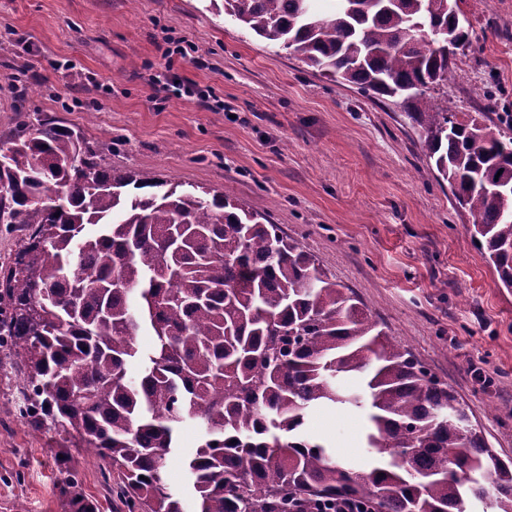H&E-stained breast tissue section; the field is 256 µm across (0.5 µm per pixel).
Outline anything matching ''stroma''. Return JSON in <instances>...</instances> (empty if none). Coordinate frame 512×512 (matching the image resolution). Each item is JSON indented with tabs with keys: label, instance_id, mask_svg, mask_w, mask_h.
Returning a JSON list of instances; mask_svg holds the SVG:
<instances>
[{
	"label": "stroma",
	"instance_id": "1",
	"mask_svg": "<svg viewBox=\"0 0 512 512\" xmlns=\"http://www.w3.org/2000/svg\"><path fill=\"white\" fill-rule=\"evenodd\" d=\"M458 8L473 46L457 55L434 102L501 124L512 114V0H458ZM174 44L182 50L174 71L198 94L152 81ZM16 59L40 79L29 111L111 144L113 166L211 187L267 213L512 459V290L466 234L469 215L394 99L319 76L225 15L222 0H0V142ZM22 378L0 347V512H64L55 448L70 449L99 512H124L98 459L20 417ZM366 429L365 411L324 406L304 435L362 467ZM201 442L198 427L183 424L170 456L168 484L188 502L184 461Z\"/></svg>",
	"mask_w": 512,
	"mask_h": 512
}]
</instances>
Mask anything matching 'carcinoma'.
Segmentation results:
<instances>
[{
	"instance_id": "obj_1",
	"label": "carcinoma",
	"mask_w": 512,
	"mask_h": 512,
	"mask_svg": "<svg viewBox=\"0 0 512 512\" xmlns=\"http://www.w3.org/2000/svg\"><path fill=\"white\" fill-rule=\"evenodd\" d=\"M224 0V12L319 76L400 97L471 241L512 288V137L487 113L448 112V84L472 46L457 0ZM452 29L436 50L430 27ZM35 84L16 88L26 111ZM0 224L27 231L0 291V337L24 368L20 415L118 474L126 512H185L165 481L178 424L204 439L187 464L195 512H465L492 495L512 512V460L489 448L465 408L372 320L268 214L203 186L106 162L102 148L46 116L20 120L0 146ZM154 338L127 376L136 333ZM358 373L365 394L337 379ZM367 409L371 464L336 462L301 435L309 409ZM69 512H96L52 449Z\"/></svg>"
}]
</instances>
